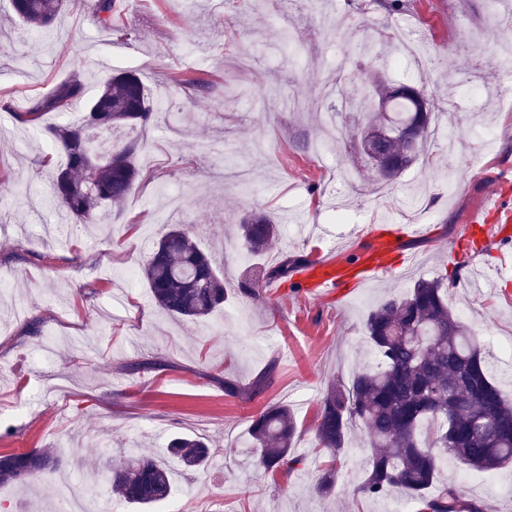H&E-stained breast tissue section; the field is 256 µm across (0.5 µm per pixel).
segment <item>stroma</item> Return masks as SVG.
<instances>
[{
    "label": "stroma",
    "instance_id": "1",
    "mask_svg": "<svg viewBox=\"0 0 512 512\" xmlns=\"http://www.w3.org/2000/svg\"><path fill=\"white\" fill-rule=\"evenodd\" d=\"M91 0H74L46 32L11 25L10 0H0V97L25 108L57 82L79 73L94 96L108 72L135 70L154 114L144 128L117 131L137 145L142 177L120 217L110 224L61 229L51 175L64 155L48 128L0 112V455L57 449L53 478L0 486V512H54L53 485L78 472L105 490L97 474L110 457L142 448L166 454L180 435L213 441L203 469L174 470L173 498L180 512H387L404 502L397 490L369 499L355 494L369 448L360 430L338 461L314 438L318 400L331 383L350 384L377 363L364 339L363 321L380 298L412 280L458 274L448 304L493 353L495 381L512 400V249L485 241L472 219L485 196L512 192V92H502L504 71L481 68L479 51L461 48L459 30L480 32L489 8L500 29L512 32V0H304L288 16L279 0H124L120 39L93 21ZM348 19L363 39L389 52L377 37L385 28H425L429 54L419 64L390 71L393 83L425 90L441 130L430 157L417 160L375 199L371 170L347 182L358 158L349 132L358 117L342 98L321 111L339 117L324 130L310 107L317 91L340 82L363 94L376 60L321 27L323 10ZM316 29L295 56L272 31ZM205 78L204 91L175 80ZM493 124L494 141L483 127ZM461 130L448 152L442 130ZM186 190L194 205L187 230L208 250L234 290L223 309L184 322L159 311L143 280L127 284L154 243L179 214L170 191ZM425 193V231L406 235L394 206L409 210V196ZM266 212L279 234L257 256L245 255L235 226L247 212ZM396 243L415 264L329 297L281 286L277 296L236 292L246 268L277 262L283 254L340 261L350 250L377 254ZM272 371L270 384L253 382ZM237 393L225 391V384ZM272 403L288 405L298 422L297 471L260 474L251 463L252 416ZM336 465L330 495L316 480ZM441 479L488 512H512V467L480 472L444 462Z\"/></svg>",
    "mask_w": 512,
    "mask_h": 512
}]
</instances>
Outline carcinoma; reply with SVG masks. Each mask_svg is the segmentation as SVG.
<instances>
[{
  "mask_svg": "<svg viewBox=\"0 0 512 512\" xmlns=\"http://www.w3.org/2000/svg\"><path fill=\"white\" fill-rule=\"evenodd\" d=\"M67 0H12L16 18L32 30L45 31L64 11ZM113 0H96L95 23L128 36L115 24ZM81 106L79 121L50 128L65 154L54 180L58 210L73 224H99L121 209L140 175L133 142L112 139L116 128L144 126L154 111L143 83L133 71L108 74L98 94L85 99V84L73 73L25 111L36 122L46 113ZM360 133L381 130L387 137L368 159L378 183L394 180L425 154L432 133V111L425 95L388 94L385 108L368 109L360 100ZM243 249L255 255L276 237L278 225L266 213L249 212L239 224ZM312 265L303 254L284 255L254 276L238 281L241 293L258 295L261 282H292ZM142 276L154 304L171 316L198 321L224 306L227 284L212 259L180 224L172 225L143 263ZM447 277L419 278L408 289L381 301L364 322L377 368H364L348 392L330 386L319 401L314 428L317 446L336 461L348 445L352 423L366 432L369 469L356 493L378 498L392 489L404 492L417 512H486L477 499H466L455 485L440 481V464L452 458L480 471L512 463V401L493 377L494 364L476 336L448 306ZM298 435L293 412L284 404L266 406L253 420L250 437L261 449L254 467L265 473L290 472L303 464L294 453ZM209 446L199 438H177L172 457L186 470L203 467ZM54 452L0 455V485L38 479L54 469ZM113 494L141 508H151L171 493V472L146 455L112 460Z\"/></svg>",
  "mask_w": 512,
  "mask_h": 512,
  "instance_id": "carcinoma-1",
  "label": "carcinoma"
}]
</instances>
